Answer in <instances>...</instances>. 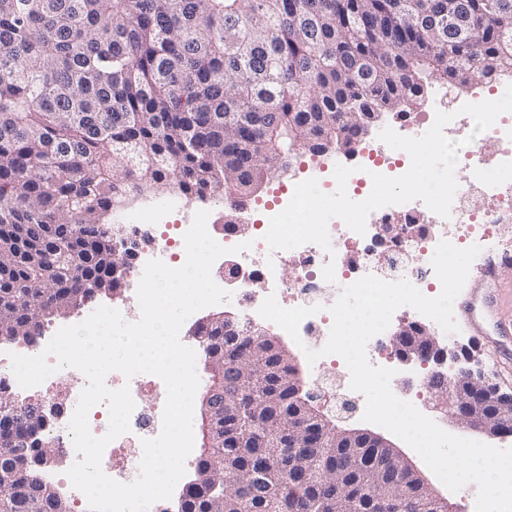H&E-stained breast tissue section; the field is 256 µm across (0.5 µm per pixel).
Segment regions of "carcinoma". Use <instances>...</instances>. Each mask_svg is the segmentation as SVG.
<instances>
[{"label":"carcinoma","instance_id":"1","mask_svg":"<svg viewBox=\"0 0 512 512\" xmlns=\"http://www.w3.org/2000/svg\"><path fill=\"white\" fill-rule=\"evenodd\" d=\"M465 16L471 38L448 27ZM512 74V0H0V337L33 344L61 309L114 290L105 217L130 197L176 188L220 193L230 218L278 163L292 133L321 155L347 147L375 112L423 106L433 82L458 92ZM249 329L213 321L200 337L228 380ZM245 390L224 446L202 450L201 484L180 512H417L410 474L373 448L313 446L306 428L282 448L263 413L299 404L245 355ZM17 415L0 394V429ZM45 416L21 437L51 444ZM304 462L299 477L288 455ZM0 458L10 512H71L39 478Z\"/></svg>","mask_w":512,"mask_h":512}]
</instances>
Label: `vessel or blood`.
Returning <instances> with one entry per match:
<instances>
[{
    "label": "vessel or blood",
    "mask_w": 512,
    "mask_h": 512,
    "mask_svg": "<svg viewBox=\"0 0 512 512\" xmlns=\"http://www.w3.org/2000/svg\"><path fill=\"white\" fill-rule=\"evenodd\" d=\"M512 266V253L502 252L483 265L479 285L470 289L457 306L459 321L472 335L491 348L504 378L512 379V355L504 343L512 337V281H503L498 272Z\"/></svg>",
    "instance_id": "b4317fda"
}]
</instances>
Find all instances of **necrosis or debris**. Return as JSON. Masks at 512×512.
Wrapping results in <instances>:
<instances>
[{
	"label": "necrosis or debris",
	"instance_id": "necrosis-or-debris-1",
	"mask_svg": "<svg viewBox=\"0 0 512 512\" xmlns=\"http://www.w3.org/2000/svg\"><path fill=\"white\" fill-rule=\"evenodd\" d=\"M453 113L454 118L444 130L452 141L467 140L468 146L458 153V169L464 170L471 183L478 185L482 196L491 198L496 206L491 211L474 207L468 191L457 190L450 218L432 212L422 201L381 207L371 212L365 234L350 230L338 218L328 224L329 248L306 243L291 250H270L264 236L270 218L283 211L289 197L279 204L262 209V223L252 225L250 232L242 234L233 227H220L217 219L207 221L209 234L229 252L218 258L212 266L214 282L235 295L244 311L242 322L247 326H260L274 330L273 322L263 319L258 309L266 295H275L286 308L310 307L315 303L316 291L326 285L348 286L371 274L386 281L405 280L417 289H436L440 281L432 265L439 241H450L457 247L471 245L502 249L512 247V238L506 233L512 224V112L501 114L494 126L475 133L474 122L468 115L458 113L450 104L445 91H436L430 99V109L414 127H398L400 135L417 137L434 123L436 112ZM496 148L494 163H487L484 144ZM358 171L348 182L359 199H366L372 190V174L398 177L410 167V157L395 158L392 148L377 141L366 144L357 161ZM180 204L172 199L136 197L122 209L121 223L130 232L141 226L160 228L161 233L153 247L151 257L178 268L186 261L183 236L187 224H171L170 219L180 211ZM242 252H235V245ZM292 268L290 279H282L284 268ZM82 374L73 368H64L49 376L43 389L53 390L59 400L46 426L49 435L69 461H76L69 423L76 409L83 387ZM109 388L129 386L135 408L129 419L130 430L105 449L102 457L104 473L122 483L135 481L140 474L143 455L141 441L160 434L166 400V386L157 376L138 374L125 378L119 372L106 377ZM124 455L126 463L113 468L114 454Z\"/></svg>",
	"mask_w": 512,
	"mask_h": 512
}]
</instances>
